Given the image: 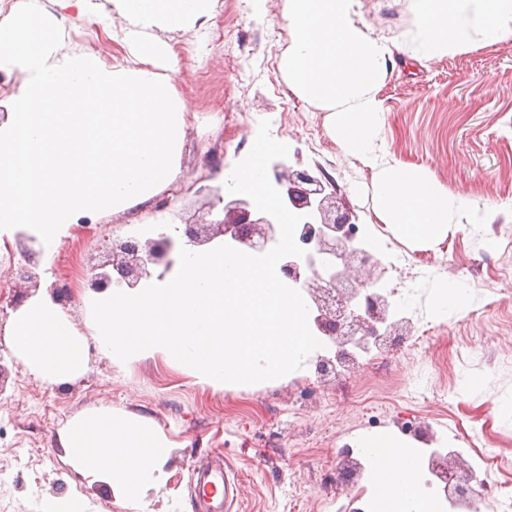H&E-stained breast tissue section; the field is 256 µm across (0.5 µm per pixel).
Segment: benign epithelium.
I'll return each mask as SVG.
<instances>
[{
  "label": "benign epithelium",
  "mask_w": 512,
  "mask_h": 512,
  "mask_svg": "<svg viewBox=\"0 0 512 512\" xmlns=\"http://www.w3.org/2000/svg\"><path fill=\"white\" fill-rule=\"evenodd\" d=\"M272 184L286 207L303 219L295 240L306 250L303 257L286 256L279 261L285 283L305 292L316 331L328 337L337 351L316 364L320 377L338 375L337 368L355 364V350L372 343L389 348L408 336L407 321L396 318L389 296L382 291L387 267L367 243L351 234L352 214L336 208V189L315 172L294 168L282 159L268 169ZM223 205L224 218L210 224H184L178 239L136 236L115 242L107 257L86 258L87 286L96 293L109 289L135 288L161 277L173 265L180 247H202L217 238L250 254H263L279 241L276 220L256 209L242 194L216 195L210 207ZM25 263L10 268L11 287H40L37 264L24 250ZM439 476L448 493L458 499L471 496L470 470L461 463L443 460Z\"/></svg>",
  "instance_id": "1"
}]
</instances>
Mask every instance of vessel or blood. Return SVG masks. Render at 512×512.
Segmentation results:
<instances>
[{
	"label": "vessel or blood",
	"mask_w": 512,
	"mask_h": 512,
	"mask_svg": "<svg viewBox=\"0 0 512 512\" xmlns=\"http://www.w3.org/2000/svg\"><path fill=\"white\" fill-rule=\"evenodd\" d=\"M237 478L225 460L207 462L198 472L191 491L194 512H234Z\"/></svg>",
	"instance_id": "obj_1"
}]
</instances>
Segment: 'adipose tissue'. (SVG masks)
<instances>
[{"label": "adipose tissue", "mask_w": 512, "mask_h": 512, "mask_svg": "<svg viewBox=\"0 0 512 512\" xmlns=\"http://www.w3.org/2000/svg\"><path fill=\"white\" fill-rule=\"evenodd\" d=\"M132 36L189 31L215 0H111ZM419 63L467 48L475 37L512 39V0H413ZM59 20L41 0L0 23V71L20 86L0 120V255L19 237L52 259L64 239L106 214L142 212L178 175L187 105L149 59L105 65L94 53L60 52ZM22 363L48 382L78 377L88 349L69 314L46 294L30 296L9 328ZM69 462L87 484L108 482L129 502L165 480L170 444L144 418L99 411L69 421ZM373 485L371 512H436L416 500L419 459L389 435L364 436Z\"/></svg>", "instance_id": "1"}]
</instances>
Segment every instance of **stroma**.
Returning a JSON list of instances; mask_svg holds the SVG:
<instances>
[{
	"label": "stroma",
	"instance_id": "stroma-1",
	"mask_svg": "<svg viewBox=\"0 0 512 512\" xmlns=\"http://www.w3.org/2000/svg\"><path fill=\"white\" fill-rule=\"evenodd\" d=\"M94 3L100 21H63L66 49H96L107 64L138 53L124 24L109 18L108 0ZM359 3L370 35L393 46L378 92L387 109L377 139L381 154L389 164L422 170L448 193L468 195L473 207L489 214L481 233L465 219L449 225L439 242L447 251L444 263L422 268L401 312L411 332L431 323L442 326V333L418 349L385 357L370 371L358 363L339 378L323 380L310 359L286 382L216 392L160 355L112 363L99 354L91 334L87 306L94 293L79 256L105 252L136 232L142 217L105 216L64 243L49 268L54 279L61 265L72 271L65 309L86 337L83 373L48 383L32 375L10 345L0 346L7 368L0 381V512H46L49 503L68 500L79 502L83 512H191L193 474L218 454L238 475V512H350L367 478L326 493L321 487L325 474L336 471L337 449L369 434L374 422L380 432H396L417 445L447 440L469 462V437L479 434L502 450V472L512 474V364L501 361L512 347V299L500 301L481 286L497 268L512 265V249L502 239L512 228V210L503 206L512 200V39L479 41L422 65L414 59L412 0ZM281 11V0H267L261 11L253 0H241L238 19L228 18L219 5L195 31L152 32V39L173 48L178 63L172 89L190 108L179 174L156 198V207L175 225L223 219L221 209L208 206L214 176L232 171L249 153L260 120L267 119L271 136L290 149L289 165L319 168L334 181L337 205L369 226L374 250L389 243L427 256V249L379 220L375 172L333 139L328 110L301 99L282 101L279 91L288 83L282 57L291 36ZM216 29L224 38L214 44L209 35ZM228 84L237 87L229 97L223 94ZM445 282L467 286V300L440 315L435 290ZM464 349L472 356L462 362L457 353ZM437 363L447 371L434 373L428 385L445 388L447 402L431 399L407 414L390 413L392 379ZM461 371L467 375L463 383L457 379ZM359 395L367 407L355 404ZM102 407L151 420L170 442L167 478L148 491L139 510L108 484L87 485L61 445L68 421Z\"/></svg>",
	"mask_w": 512,
	"mask_h": 512
}]
</instances>
